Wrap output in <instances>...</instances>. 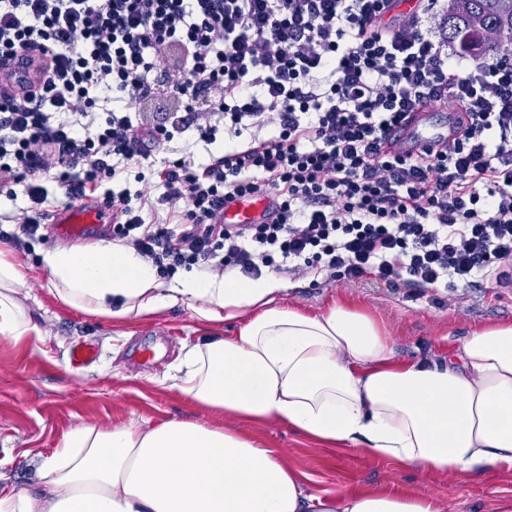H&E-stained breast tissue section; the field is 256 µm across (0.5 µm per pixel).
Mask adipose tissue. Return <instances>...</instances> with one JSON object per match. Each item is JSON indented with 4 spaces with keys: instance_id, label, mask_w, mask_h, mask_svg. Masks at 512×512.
<instances>
[{
    "instance_id": "1",
    "label": "adipose tissue",
    "mask_w": 512,
    "mask_h": 512,
    "mask_svg": "<svg viewBox=\"0 0 512 512\" xmlns=\"http://www.w3.org/2000/svg\"><path fill=\"white\" fill-rule=\"evenodd\" d=\"M50 291L63 305L115 321L187 307L232 336L190 348L171 386L224 414V426L164 420L82 426L38 457L30 490L0 485V512H442L410 491L313 493L278 451L234 428L283 421L332 447L451 477L512 471V324L473 330L454 359L395 358L378 322L332 302L311 313L286 304L285 279L177 275L163 279L133 250L44 252ZM23 274L0 250V335L33 326L18 293Z\"/></svg>"
}]
</instances>
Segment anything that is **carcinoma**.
Returning <instances> with one entry per match:
<instances>
[{
  "mask_svg": "<svg viewBox=\"0 0 512 512\" xmlns=\"http://www.w3.org/2000/svg\"><path fill=\"white\" fill-rule=\"evenodd\" d=\"M448 42L473 58L512 44V0H449Z\"/></svg>",
  "mask_w": 512,
  "mask_h": 512,
  "instance_id": "carcinoma-1",
  "label": "carcinoma"
}]
</instances>
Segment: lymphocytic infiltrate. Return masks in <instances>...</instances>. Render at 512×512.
Instances as JSON below:
<instances>
[{
	"mask_svg": "<svg viewBox=\"0 0 512 512\" xmlns=\"http://www.w3.org/2000/svg\"><path fill=\"white\" fill-rule=\"evenodd\" d=\"M392 2L0 0V188L30 202L17 244L44 238L57 194L93 199L192 128L222 145L208 165L172 158L159 195L107 196L113 238L160 276L512 288V52L453 68L441 0L407 16ZM176 45L180 110L152 125L148 75ZM448 100L465 110L454 138L387 149L409 112ZM261 191L271 223H221L225 202Z\"/></svg>",
	"mask_w": 512,
	"mask_h": 512,
	"instance_id": "obj_1",
	"label": "lymphocytic infiltrate"
}]
</instances>
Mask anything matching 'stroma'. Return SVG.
I'll list each match as a JSON object with an SVG mask.
<instances>
[{
	"label": "stroma",
	"mask_w": 512,
	"mask_h": 512,
	"mask_svg": "<svg viewBox=\"0 0 512 512\" xmlns=\"http://www.w3.org/2000/svg\"><path fill=\"white\" fill-rule=\"evenodd\" d=\"M25 205L24 196L12 199L0 191V215L6 217L0 249L23 271L20 299L40 331L18 341L0 336V471L9 483L35 486L34 454L50 453L82 425L176 419L223 426V415L182 397L168 380L184 353L206 335L205 326L181 306L118 324L59 303L48 291L42 254L62 247V240L50 234L18 248L7 239L16 230L12 217ZM287 282L288 302L311 312L335 300L359 305L386 327L402 361H446L472 330L512 323V288H393L370 274L328 285L308 276L291 275ZM79 342L95 345L97 358L75 369L70 350ZM237 427L259 446L280 451L289 467L309 476L316 493L403 489L441 499L448 512H494L499 498L512 496V472L452 478L355 449H332L283 423L241 421Z\"/></svg>",
	"instance_id": "obj_1"
}]
</instances>
